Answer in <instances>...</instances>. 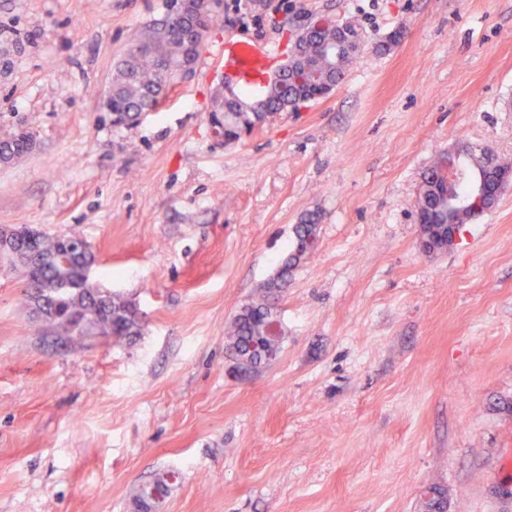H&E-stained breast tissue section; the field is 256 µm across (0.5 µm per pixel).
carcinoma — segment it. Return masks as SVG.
<instances>
[{"label":"carcinoma","mask_w":512,"mask_h":512,"mask_svg":"<svg viewBox=\"0 0 512 512\" xmlns=\"http://www.w3.org/2000/svg\"><path fill=\"white\" fill-rule=\"evenodd\" d=\"M115 68L112 77L113 123L124 125L136 119L140 112H152L173 87L176 70L190 56L194 31L173 13L167 14L162 25L146 29L136 38ZM364 42L362 32L353 24L346 29L329 22L321 28L301 30L296 40L294 58L288 69L276 74L271 85L233 89L214 102L215 118L224 124V135L237 140L252 131L254 125L279 112H296L301 105L328 94L344 78L356 56L354 48ZM32 133L20 127L0 139V156L22 155ZM462 165L468 173L479 169L490 178L512 170V162L500 159L480 145H471L462 154ZM416 211L429 225V236L435 251L451 246L448 225L470 224L485 210L448 206V185L441 176V161H436L423 174L415 203ZM320 216L305 214L293 228L295 246L275 274L265 283L258 298L244 305L230 321L226 339L237 372L250 374L265 360L251 346L265 342L267 323L274 320L281 292L288 286L293 271L311 253L319 235ZM38 290L44 302L62 312V320L53 326V336H65L83 342L98 329L123 339L138 334L142 327L141 312L135 302L117 293L93 298L58 283L56 272L50 268L40 271Z\"/></svg>","instance_id":"cac0c4a2"}]
</instances>
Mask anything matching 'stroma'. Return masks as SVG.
Here are the masks:
<instances>
[{
  "label": "stroma",
  "instance_id": "35a3bbf8",
  "mask_svg": "<svg viewBox=\"0 0 512 512\" xmlns=\"http://www.w3.org/2000/svg\"><path fill=\"white\" fill-rule=\"evenodd\" d=\"M168 0H0V227L79 235L139 335L60 351L0 259V512H512V186L447 252L415 201L454 142L512 159V0H223L194 77L117 126L101 99ZM361 29L342 82L225 145L224 45L279 66L309 18ZM404 29L388 53L375 45ZM320 216L248 380L225 326ZM32 133L20 127L4 139H0V156L23 155L27 149L28 138Z\"/></svg>",
  "mask_w": 512,
  "mask_h": 512
}]
</instances>
